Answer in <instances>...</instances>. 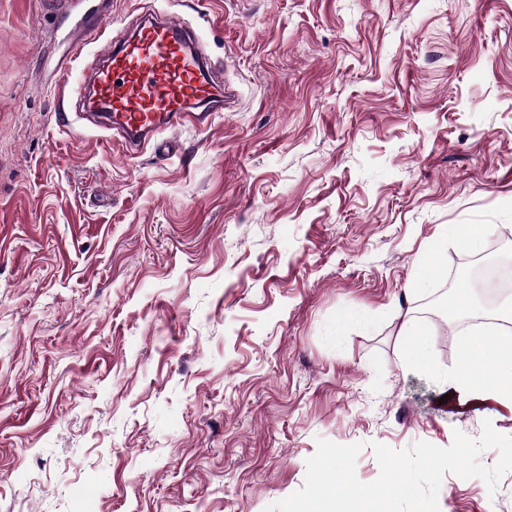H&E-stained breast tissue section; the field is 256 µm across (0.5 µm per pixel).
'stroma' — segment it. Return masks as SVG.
<instances>
[{"instance_id":"35a3bbf8","label":"stroma","mask_w":512,"mask_h":512,"mask_svg":"<svg viewBox=\"0 0 512 512\" xmlns=\"http://www.w3.org/2000/svg\"><path fill=\"white\" fill-rule=\"evenodd\" d=\"M51 2L0 0V512H265L321 438L369 483L375 443L512 436L441 402L460 337L425 312L512 304L471 274L512 259V0H97L92 53L153 9L224 64L223 112L163 161L59 101ZM438 503L512 512V472L445 474ZM406 354L408 365L420 370L427 371L431 365V353L427 343L416 340L409 344Z\"/></svg>"}]
</instances>
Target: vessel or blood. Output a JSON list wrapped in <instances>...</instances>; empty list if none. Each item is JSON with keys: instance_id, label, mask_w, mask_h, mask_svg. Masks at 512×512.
<instances>
[{"instance_id": "b4317fda", "label": "vessel or blood", "mask_w": 512, "mask_h": 512, "mask_svg": "<svg viewBox=\"0 0 512 512\" xmlns=\"http://www.w3.org/2000/svg\"><path fill=\"white\" fill-rule=\"evenodd\" d=\"M99 35V29L88 28L74 39L55 87L106 115L113 140L135 149L153 145L161 157L165 150L158 134L211 126L208 107L224 98L222 76L178 15L164 14L134 34L113 38L106 62L92 64L90 76L74 78L75 61Z\"/></svg>"}]
</instances>
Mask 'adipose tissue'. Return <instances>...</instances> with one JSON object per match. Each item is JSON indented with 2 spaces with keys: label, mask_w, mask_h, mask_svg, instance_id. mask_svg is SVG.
Returning <instances> with one entry per match:
<instances>
[{
  "label": "adipose tissue",
  "mask_w": 512,
  "mask_h": 512,
  "mask_svg": "<svg viewBox=\"0 0 512 512\" xmlns=\"http://www.w3.org/2000/svg\"><path fill=\"white\" fill-rule=\"evenodd\" d=\"M448 395L464 402L512 410V329L474 331L460 346V362L445 383Z\"/></svg>",
  "instance_id": "obj_1"
}]
</instances>
